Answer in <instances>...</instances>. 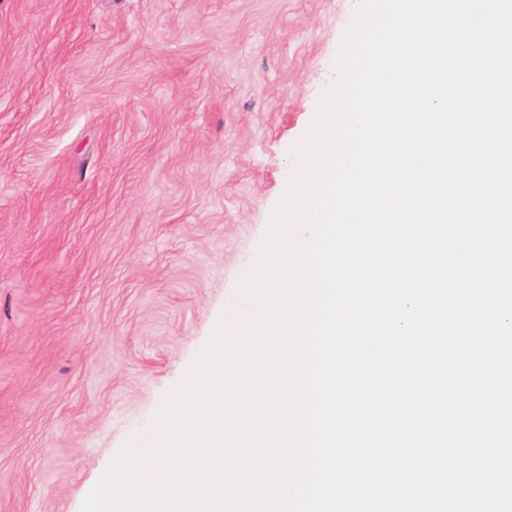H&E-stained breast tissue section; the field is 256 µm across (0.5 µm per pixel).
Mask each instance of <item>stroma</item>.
I'll list each match as a JSON object with an SVG mask.
<instances>
[{"mask_svg": "<svg viewBox=\"0 0 512 512\" xmlns=\"http://www.w3.org/2000/svg\"><path fill=\"white\" fill-rule=\"evenodd\" d=\"M357 0H0V512H80L257 255Z\"/></svg>", "mask_w": 512, "mask_h": 512, "instance_id": "35a3bbf8", "label": "stroma"}]
</instances>
